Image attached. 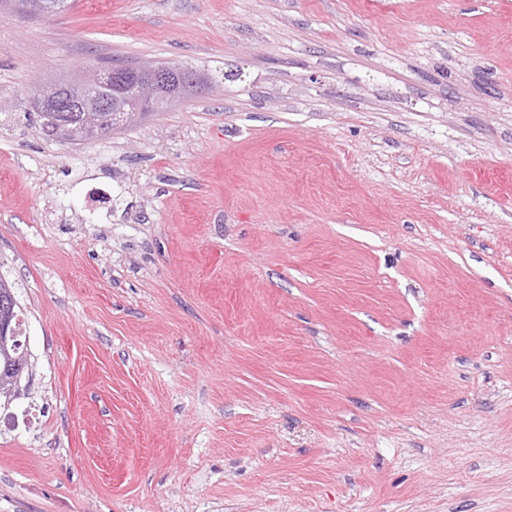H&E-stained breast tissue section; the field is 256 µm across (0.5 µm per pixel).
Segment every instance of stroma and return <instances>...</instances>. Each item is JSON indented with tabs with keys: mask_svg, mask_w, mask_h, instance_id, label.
<instances>
[{
	"mask_svg": "<svg viewBox=\"0 0 512 512\" xmlns=\"http://www.w3.org/2000/svg\"><path fill=\"white\" fill-rule=\"evenodd\" d=\"M206 74L108 137L38 80ZM0 512H512V0L0 8ZM37 93L33 95V104L38 112H43L40 117V129L44 134V126H50L54 122L66 118L59 117L57 114H73V112H57V100L59 93L58 82H40L35 85ZM47 135V134H46ZM2 284H3L4 288H10L7 282L3 281ZM10 289H11L12 295L14 297V300L16 302L15 295L12 291V288H10ZM16 307H17V302L15 303L14 309H13L14 317L12 319V324H11V313L9 312V310L4 311V313L2 314L1 320H0V340L2 341V344L4 346H6L8 344V341L12 340L16 336L15 339L10 341V343L8 345L10 354L12 356H18L23 351L27 352V349L24 348L25 343H24V341H22V337H23V335L21 333V325L22 324H20V322H19L18 312L16 310ZM12 325L14 326V328L16 330L15 336H14V328Z\"/></svg>",
	"mask_w": 512,
	"mask_h": 512,
	"instance_id": "1",
	"label": "stroma"
}]
</instances>
